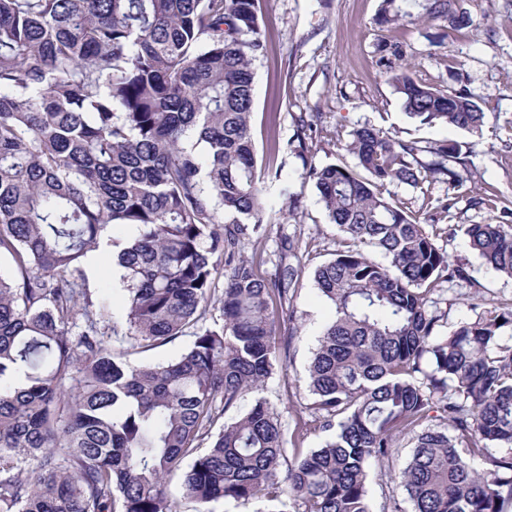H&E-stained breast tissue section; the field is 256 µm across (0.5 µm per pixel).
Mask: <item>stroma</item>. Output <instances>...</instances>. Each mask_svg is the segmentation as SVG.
<instances>
[{
    "mask_svg": "<svg viewBox=\"0 0 512 512\" xmlns=\"http://www.w3.org/2000/svg\"><path fill=\"white\" fill-rule=\"evenodd\" d=\"M268 35V52L255 65L252 131L258 162H265L267 140L277 136L280 151L275 160L280 176L261 178L267 215L265 233L243 240L242 256L261 270H273L283 238L297 240L300 269L295 306V337L280 333V344L289 350L282 369L266 379L261 394L245 395L224 415L232 421L248 410L255 397H263L287 430L302 426L297 442L302 451L323 445L327 434L321 416L312 409L304 391L307 367L318 338L332 312L318 295L313 273L344 247V235L330 223L311 181L304 178V162L293 139L300 115L318 113L312 131L316 163L356 168L357 160L344 145L354 128L372 125L405 141L428 145L457 143L468 165L463 186L422 173L418 187L390 186L395 201L406 203L416 214H425L446 195H453L452 223L462 226L488 220L492 205L512 207V0H462L471 15L470 27L453 30L444 19L376 24L381 0H258ZM401 46L415 76L439 89H466L484 113L480 134L454 127L423 125L407 116L401 100L388 83L382 47ZM300 207L289 212V197ZM485 205H476V198ZM431 233L450 262L464 263L469 281L446 282L441 295L451 308L445 330L471 318L470 304L479 297L495 303L512 299V278L497 274L469 248L464 234L448 237L441 226ZM94 297H105L112 320L125 318L124 284L108 254H96L84 268ZM411 453L401 440L392 462L375 468L369 478L373 512H388L394 464Z\"/></svg>",
    "mask_w": 512,
    "mask_h": 512,
    "instance_id": "1",
    "label": "stroma"
}]
</instances>
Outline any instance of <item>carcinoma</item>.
<instances>
[{
    "instance_id": "1",
    "label": "carcinoma",
    "mask_w": 512,
    "mask_h": 512,
    "mask_svg": "<svg viewBox=\"0 0 512 512\" xmlns=\"http://www.w3.org/2000/svg\"><path fill=\"white\" fill-rule=\"evenodd\" d=\"M414 7L381 0L377 21L472 23L459 0ZM267 50L257 0H0V254L14 263L0 274V512H175L166 477L189 456L182 494L203 512L221 499L371 512L369 470L400 438L413 450L392 492L413 512H512V302L478 300L444 332L435 295L469 274L426 230L437 214L421 221L384 195L417 187L423 170L463 184L466 171L449 166L459 148L372 126L346 144L364 175L305 161L350 241L313 276L334 316L307 391L330 439L287 462V433L258 399L197 452L280 364L276 327L293 318L294 270L237 255L266 224L251 115ZM386 75L410 118L481 131L484 113L465 91L407 67ZM311 129L299 119L302 157ZM119 225L136 234L118 242ZM464 234L512 277L511 209ZM102 247L122 269L121 326L82 270ZM220 266L223 325L193 332L178 358L135 366L107 341L146 349L185 335L212 303Z\"/></svg>"
}]
</instances>
